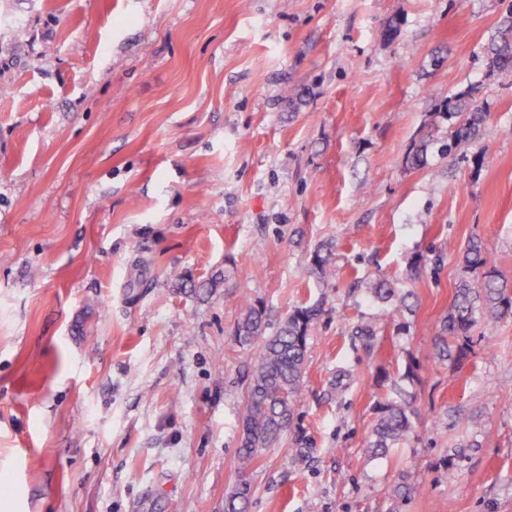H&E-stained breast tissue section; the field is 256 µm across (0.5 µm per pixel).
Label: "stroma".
I'll list each match as a JSON object with an SVG mask.
<instances>
[{"mask_svg": "<svg viewBox=\"0 0 512 512\" xmlns=\"http://www.w3.org/2000/svg\"><path fill=\"white\" fill-rule=\"evenodd\" d=\"M505 9L0 0V512H224L242 479L247 512H512V317L434 356L457 246L512 279V72L484 54ZM466 88L492 164L413 167ZM379 277L407 305L368 349ZM244 291L273 323L324 303L298 467L287 434L237 469ZM400 390L412 429L373 456ZM332 249V243H320L310 256L309 274L322 288H329L336 279V264L332 259Z\"/></svg>", "mask_w": 512, "mask_h": 512, "instance_id": "stroma-1", "label": "stroma"}]
</instances>
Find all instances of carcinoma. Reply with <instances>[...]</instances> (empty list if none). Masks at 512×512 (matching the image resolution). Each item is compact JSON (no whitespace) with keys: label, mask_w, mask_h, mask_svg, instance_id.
Instances as JSON below:
<instances>
[{"label":"carcinoma","mask_w":512,"mask_h":512,"mask_svg":"<svg viewBox=\"0 0 512 512\" xmlns=\"http://www.w3.org/2000/svg\"><path fill=\"white\" fill-rule=\"evenodd\" d=\"M486 55L490 71L512 68V4L490 38ZM443 108L440 117L448 121V141L441 146V152L454 160L459 148L476 141L486 113L474 104L467 91L446 98ZM332 249L331 243H320L310 256L309 274L322 288L330 287L336 279ZM459 261L465 271H479L482 278L475 282L464 279L456 286L443 320L442 336L436 341L441 361H456L465 355L469 333L478 323L491 331L499 321L512 315V288L496 271L482 241L468 239L459 250ZM368 289L385 306L368 323L353 327L352 335L369 342L377 336L376 327L386 324L390 306H405L406 295L384 279L369 282ZM322 314L320 303L298 306L270 332L264 310L252 302L248 293H242L233 335L240 346L255 344L257 351L248 361L249 378L237 451L240 471L253 466L263 450L280 446L284 433L295 424L303 402L308 339ZM410 429L411 409L406 401L383 402L369 447L374 453L383 454ZM295 433V447L288 449V459L299 464L307 459L309 448L304 431L298 427ZM251 497V484L240 481L225 495L224 512H246Z\"/></svg>","instance_id":"cac0c4a2"}]
</instances>
